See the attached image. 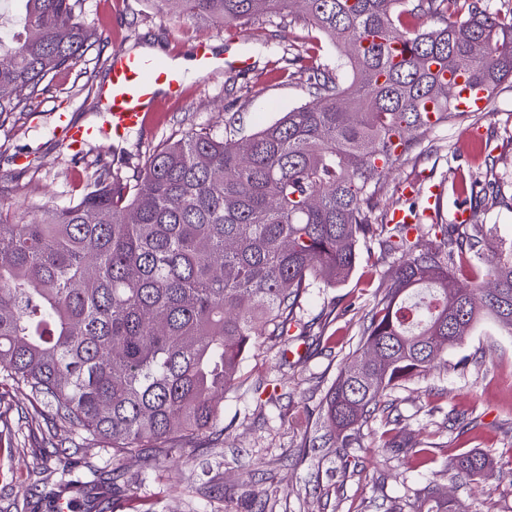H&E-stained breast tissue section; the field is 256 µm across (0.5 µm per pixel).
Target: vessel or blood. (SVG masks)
<instances>
[{
  "instance_id": "b4317fda",
  "label": "vessel or blood",
  "mask_w": 512,
  "mask_h": 512,
  "mask_svg": "<svg viewBox=\"0 0 512 512\" xmlns=\"http://www.w3.org/2000/svg\"><path fill=\"white\" fill-rule=\"evenodd\" d=\"M185 55L201 72L224 67L244 70L249 66L247 56L235 49L217 57L208 46L200 44L187 49ZM451 83L460 109H480L486 104V91L471 88L464 76H455ZM104 93L107 103L101 127L67 124L63 142L68 149L79 151L99 130L122 136L145 127L153 113L169 100L184 98L185 77L173 61H163L149 53L134 55L118 47L112 51L110 83Z\"/></svg>"
}]
</instances>
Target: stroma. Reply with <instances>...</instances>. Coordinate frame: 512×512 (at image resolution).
Here are the masks:
<instances>
[{
  "instance_id": "1",
  "label": "stroma",
  "mask_w": 512,
  "mask_h": 512,
  "mask_svg": "<svg viewBox=\"0 0 512 512\" xmlns=\"http://www.w3.org/2000/svg\"><path fill=\"white\" fill-rule=\"evenodd\" d=\"M79 19L104 32L101 53H88L59 76L35 112L0 126V200L24 224L44 208L78 199L100 162L133 182L155 149L189 130L220 134L233 119L244 133L262 129L315 98L306 74L278 78L283 58L336 55L297 5L285 17L269 14L224 28L159 17L149 0H83ZM136 42L166 60L181 59L199 43L220 54L231 42L243 46L251 64L242 72L194 75L186 81V102L166 104L149 128L115 146L91 140L74 155L63 145L61 119L97 122L81 87L108 83L105 60L113 47ZM473 126L479 134L471 138ZM473 126L428 132L382 179L380 209H424L434 184L444 190L446 221L462 205L455 184L493 183L511 196L512 87L488 101ZM394 268V257L382 255L378 244H364L346 283L314 286L302 299L298 316L320 323V341L285 361L274 341L260 338L239 382L220 401L221 440L200 436L195 447L148 468L113 458L105 443H83L78 433L53 426L24 390H9V408L0 412V512H16L33 491L41 495L35 512H60L71 492L60 483L54 448L67 452L81 476L119 468L118 487L102 483L90 492L105 512H389L394 506L416 512L427 487L446 491L466 512H512V473L501 469L512 459V335L490 319L449 348L431 375L384 395L375 418L361 428L359 447L327 455L305 445L307 437L324 434V396L356 350L363 317ZM389 437L404 441V452L386 448ZM421 448L431 454L418 462L414 453ZM469 451L493 461L486 482L457 477L455 459Z\"/></svg>"
}]
</instances>
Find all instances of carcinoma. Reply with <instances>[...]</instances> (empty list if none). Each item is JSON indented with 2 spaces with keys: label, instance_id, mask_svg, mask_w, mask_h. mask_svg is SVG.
<instances>
[{
  "label": "carcinoma",
  "instance_id": "cac0c4a2",
  "mask_svg": "<svg viewBox=\"0 0 512 512\" xmlns=\"http://www.w3.org/2000/svg\"><path fill=\"white\" fill-rule=\"evenodd\" d=\"M13 2L0 13V86L12 89L0 125L34 111L58 75L105 42L78 21L82 0ZM150 2L164 17L227 26L286 15L296 0ZM301 2L309 22L349 47L333 66L306 68L315 103L250 135L231 124L220 137L189 132L156 149L135 184L105 168L76 201L29 224L0 200L3 380L115 457L169 456L224 434L216 396L260 337L288 340L308 288L345 281L361 243L378 242L399 264L363 322L360 350L375 359L352 355L325 396L322 447H360L380 398L431 374L483 317L512 331V247L486 280H461L464 257L498 250L493 228L443 224L439 244L419 248L425 225L376 213L375 165L396 137L393 165L432 129L475 116L429 64L466 74L490 98L512 83V17L483 0ZM424 17L440 27L406 28ZM490 469L479 454L456 458L465 480ZM423 507L465 512L433 487Z\"/></svg>",
  "mask_w": 512,
  "mask_h": 512
}]
</instances>
